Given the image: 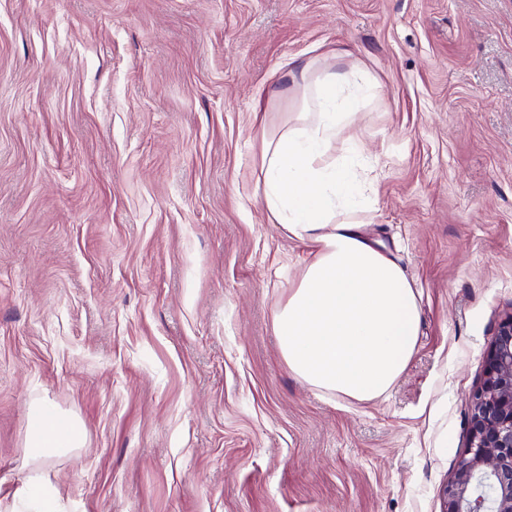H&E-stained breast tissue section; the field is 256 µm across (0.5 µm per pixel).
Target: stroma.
I'll return each instance as SVG.
<instances>
[{"label": "stroma", "mask_w": 512, "mask_h": 512, "mask_svg": "<svg viewBox=\"0 0 512 512\" xmlns=\"http://www.w3.org/2000/svg\"><path fill=\"white\" fill-rule=\"evenodd\" d=\"M368 89L327 157L418 296L381 398L288 369L312 246L268 219L294 64ZM512 313V0H0V512H443ZM83 447L36 460L29 412ZM24 505L31 512H54L56 499L41 482L32 480L24 489Z\"/></svg>", "instance_id": "35a3bbf8"}]
</instances>
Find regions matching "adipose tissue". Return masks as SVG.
Here are the masks:
<instances>
[{"mask_svg":"<svg viewBox=\"0 0 512 512\" xmlns=\"http://www.w3.org/2000/svg\"><path fill=\"white\" fill-rule=\"evenodd\" d=\"M311 66L299 63L283 82L304 89L297 126L284 128L264 153L262 197L274 223L316 244L298 284L275 313V330L289 370L310 385L358 402L385 395L412 356L419 333L416 296L400 264L375 247L362 225L336 222L357 184L350 164L325 158L338 134L341 111L357 87L330 73L307 86ZM57 413L34 411L27 446L47 458L82 447L84 427L70 420L60 433Z\"/></svg>","mask_w":512,"mask_h":512,"instance_id":"ef3b65f1","label":"adipose tissue"}]
</instances>
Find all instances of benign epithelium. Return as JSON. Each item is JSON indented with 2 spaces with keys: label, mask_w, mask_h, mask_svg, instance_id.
Here are the masks:
<instances>
[{
  "label": "benign epithelium",
  "mask_w": 512,
  "mask_h": 512,
  "mask_svg": "<svg viewBox=\"0 0 512 512\" xmlns=\"http://www.w3.org/2000/svg\"><path fill=\"white\" fill-rule=\"evenodd\" d=\"M443 497L444 512H512V313L498 325L472 396L469 450Z\"/></svg>",
  "instance_id": "1"
}]
</instances>
